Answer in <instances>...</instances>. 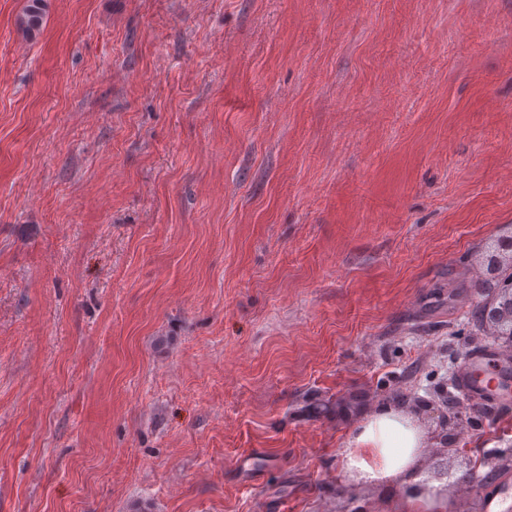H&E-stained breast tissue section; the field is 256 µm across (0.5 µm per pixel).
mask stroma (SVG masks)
<instances>
[{"label": "stroma", "mask_w": 512, "mask_h": 512, "mask_svg": "<svg viewBox=\"0 0 512 512\" xmlns=\"http://www.w3.org/2000/svg\"><path fill=\"white\" fill-rule=\"evenodd\" d=\"M26 5L0 0V512H405L345 470L381 405L444 512H481L512 404L455 380L512 361L472 316L512 228V0H47L32 36Z\"/></svg>", "instance_id": "1"}]
</instances>
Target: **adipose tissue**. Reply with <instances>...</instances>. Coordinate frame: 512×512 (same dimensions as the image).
Instances as JSON below:
<instances>
[{"instance_id": "obj_1", "label": "adipose tissue", "mask_w": 512, "mask_h": 512, "mask_svg": "<svg viewBox=\"0 0 512 512\" xmlns=\"http://www.w3.org/2000/svg\"><path fill=\"white\" fill-rule=\"evenodd\" d=\"M418 454L415 430L393 409L383 408L351 439L345 453L346 468L371 483L397 479L412 484L417 480Z\"/></svg>"}]
</instances>
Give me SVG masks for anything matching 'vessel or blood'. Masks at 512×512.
Listing matches in <instances>:
<instances>
[{"label":"vessel or blood","mask_w":512,"mask_h":512,"mask_svg":"<svg viewBox=\"0 0 512 512\" xmlns=\"http://www.w3.org/2000/svg\"><path fill=\"white\" fill-rule=\"evenodd\" d=\"M461 391L494 403L512 400V373L490 353L468 355L459 373ZM512 492V480L503 479L498 485L482 492L483 512H512L505 507L504 500Z\"/></svg>","instance_id":"b4317fda"}]
</instances>
